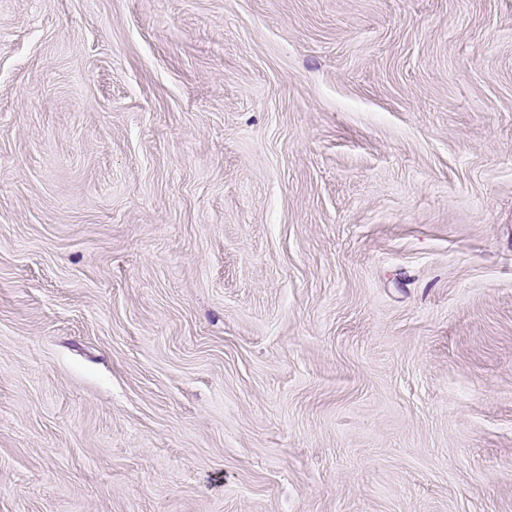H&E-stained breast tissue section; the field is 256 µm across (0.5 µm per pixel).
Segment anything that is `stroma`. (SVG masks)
Instances as JSON below:
<instances>
[{
	"instance_id": "35a3bbf8",
	"label": "stroma",
	"mask_w": 512,
	"mask_h": 512,
	"mask_svg": "<svg viewBox=\"0 0 512 512\" xmlns=\"http://www.w3.org/2000/svg\"><path fill=\"white\" fill-rule=\"evenodd\" d=\"M0 512H512V0H0Z\"/></svg>"
}]
</instances>
